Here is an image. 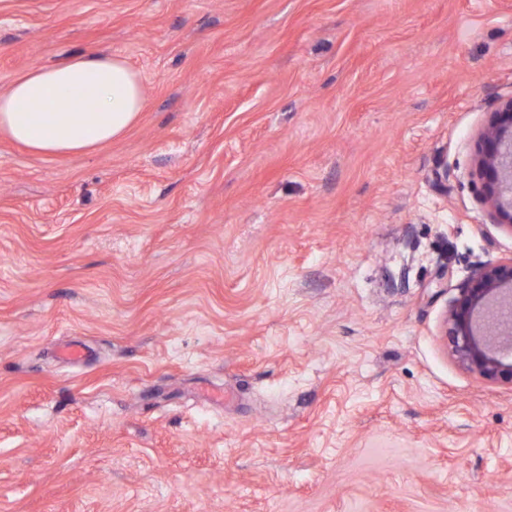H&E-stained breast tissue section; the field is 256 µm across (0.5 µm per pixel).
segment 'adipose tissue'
<instances>
[{
  "mask_svg": "<svg viewBox=\"0 0 512 512\" xmlns=\"http://www.w3.org/2000/svg\"><path fill=\"white\" fill-rule=\"evenodd\" d=\"M141 75L118 56L84 51L29 70L0 93V133L33 152H84L124 135L144 111Z\"/></svg>",
  "mask_w": 512,
  "mask_h": 512,
  "instance_id": "1",
  "label": "adipose tissue"
}]
</instances>
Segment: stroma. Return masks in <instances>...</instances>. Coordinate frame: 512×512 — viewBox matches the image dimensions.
<instances>
[{"instance_id": "35a3bbf8", "label": "stroma", "mask_w": 512, "mask_h": 512, "mask_svg": "<svg viewBox=\"0 0 512 512\" xmlns=\"http://www.w3.org/2000/svg\"><path fill=\"white\" fill-rule=\"evenodd\" d=\"M89 49L130 130L0 134V512H512V383L444 335L512 260V0H0V92ZM479 169L487 198L502 223L512 227V101L507 102L483 135Z\"/></svg>"}]
</instances>
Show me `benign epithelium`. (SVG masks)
I'll list each match as a JSON object with an SVG mask.
<instances>
[{
  "mask_svg": "<svg viewBox=\"0 0 512 512\" xmlns=\"http://www.w3.org/2000/svg\"><path fill=\"white\" fill-rule=\"evenodd\" d=\"M479 169L487 198L499 219L512 225V101L506 103L483 135ZM452 352L468 370L486 380L512 381V261L479 269L460 288L447 319Z\"/></svg>",
  "mask_w": 512,
  "mask_h": 512,
  "instance_id": "obj_1",
  "label": "benign epithelium"
}]
</instances>
